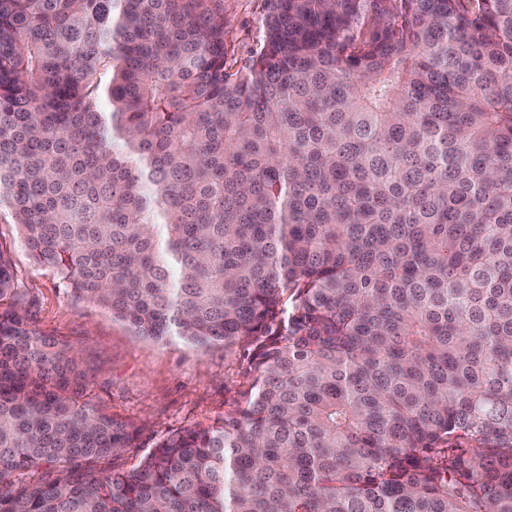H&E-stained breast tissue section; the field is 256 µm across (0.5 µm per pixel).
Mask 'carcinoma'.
I'll list each match as a JSON object with an SVG mask.
<instances>
[{
    "label": "carcinoma",
    "mask_w": 512,
    "mask_h": 512,
    "mask_svg": "<svg viewBox=\"0 0 512 512\" xmlns=\"http://www.w3.org/2000/svg\"><path fill=\"white\" fill-rule=\"evenodd\" d=\"M213 2L0 0V222L247 353L122 471L137 431L0 312V512H512V0H264L234 72Z\"/></svg>",
    "instance_id": "1"
}]
</instances>
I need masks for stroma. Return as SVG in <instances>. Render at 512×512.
<instances>
[{
    "instance_id": "obj_1",
    "label": "stroma",
    "mask_w": 512,
    "mask_h": 512,
    "mask_svg": "<svg viewBox=\"0 0 512 512\" xmlns=\"http://www.w3.org/2000/svg\"><path fill=\"white\" fill-rule=\"evenodd\" d=\"M224 19L228 60L242 67L263 36V0H215ZM17 277L16 307L42 333L74 346L93 395L113 416L141 432L116 468L128 470L168 435L223 418L236 396L237 365L223 345L198 348L136 336L111 311L76 300L48 268L34 264L15 225L0 223Z\"/></svg>"
}]
</instances>
